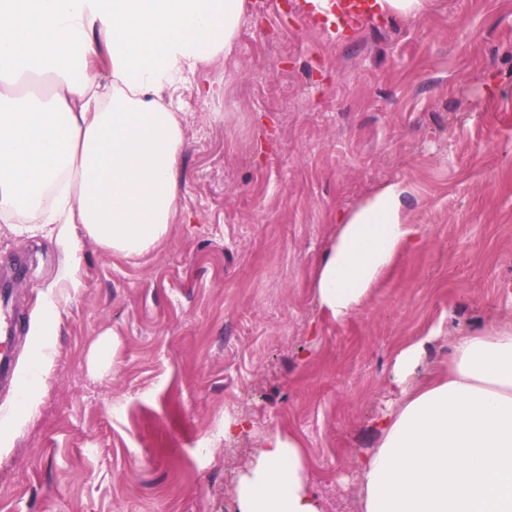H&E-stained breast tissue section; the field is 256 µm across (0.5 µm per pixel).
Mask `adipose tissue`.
<instances>
[{
  "instance_id": "adipose-tissue-1",
  "label": "adipose tissue",
  "mask_w": 512,
  "mask_h": 512,
  "mask_svg": "<svg viewBox=\"0 0 512 512\" xmlns=\"http://www.w3.org/2000/svg\"><path fill=\"white\" fill-rule=\"evenodd\" d=\"M246 0H0V85L53 76L51 96L0 93V222L60 225L127 257L169 234L185 140L181 93L230 57ZM410 186L385 184L343 211L323 254L320 309L342 322L417 232ZM426 339L398 354L400 398L359 457L362 512H512V327L451 343L448 376L416 382ZM239 512H321L301 442L273 435L240 476Z\"/></svg>"
}]
</instances>
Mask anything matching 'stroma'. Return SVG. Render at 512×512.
<instances>
[{
    "instance_id": "stroma-1",
    "label": "stroma",
    "mask_w": 512,
    "mask_h": 512,
    "mask_svg": "<svg viewBox=\"0 0 512 512\" xmlns=\"http://www.w3.org/2000/svg\"><path fill=\"white\" fill-rule=\"evenodd\" d=\"M247 6L232 59L201 75L216 96L184 95L162 243L70 257L57 225L0 223L19 375L51 353L23 424L0 391V512H238L276 432L301 441L322 512H360L401 349L440 328L428 383L455 336L512 324V0H428L339 42L309 0ZM395 180L420 243L336 322L314 299L336 218Z\"/></svg>"
}]
</instances>
